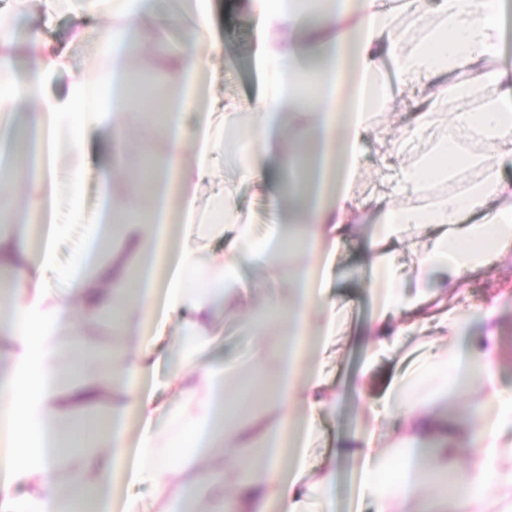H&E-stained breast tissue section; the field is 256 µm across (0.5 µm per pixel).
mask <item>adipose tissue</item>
Masks as SVG:
<instances>
[{
  "label": "adipose tissue",
  "mask_w": 512,
  "mask_h": 512,
  "mask_svg": "<svg viewBox=\"0 0 512 512\" xmlns=\"http://www.w3.org/2000/svg\"><path fill=\"white\" fill-rule=\"evenodd\" d=\"M59 2L0 0V31L21 21L30 30L19 42L0 34V124L14 133L0 199L24 188L7 211L12 232L0 235V512H332L336 460L312 464L307 446L336 394L307 356L323 355L336 333L331 269L351 233L364 141L394 101L384 67L428 93L390 142L392 155L418 151L422 163L396 167L374 200L366 249L379 349L396 348L392 324L416 321L441 278L466 280L512 253V183L498 170L512 160V81L483 66L499 53V0H440L439 23L418 38L399 28L391 0H241L262 76L247 102L205 94L224 51L212 0L174 10L67 0L74 39L105 52L51 91L72 68L40 36ZM157 29L181 46L154 61L165 109L137 144L130 128L147 105L131 65ZM479 98L484 110L471 111ZM99 134L116 151L97 178L104 209L92 214L86 157ZM228 144L239 184L288 189L292 203L268 234L231 192L208 189ZM467 171V192L409 203ZM73 224L86 247L59 291L48 273ZM207 236L223 248L203 247ZM403 244L413 251L405 270L395 263ZM222 305L246 308L239 329L258 340L233 378L217 350ZM112 313L120 346L105 353L86 319ZM495 317L492 307L450 311L445 340L348 443L374 512H424L420 489L442 475L459 487L439 496L440 512H512V391L496 385ZM450 390L482 393L471 421L444 424L430 411ZM103 403L108 412L88 421ZM395 414L412 444L399 457L386 454L382 430ZM141 484L149 494L135 493Z\"/></svg>",
  "instance_id": "adipose-tissue-1"
}]
</instances>
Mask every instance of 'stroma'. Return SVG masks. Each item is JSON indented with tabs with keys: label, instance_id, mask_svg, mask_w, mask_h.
Returning <instances> with one entry per match:
<instances>
[{
	"label": "stroma",
	"instance_id": "1",
	"mask_svg": "<svg viewBox=\"0 0 512 512\" xmlns=\"http://www.w3.org/2000/svg\"><path fill=\"white\" fill-rule=\"evenodd\" d=\"M213 13L215 32L224 42L223 55L212 62L217 76L215 90L226 98H252L260 87V76L252 58L254 19L238 7L236 0H213ZM387 151V143L376 135H369L361 169L352 183L353 197L361 206V222L341 244L336 256L333 278L337 285L333 295L344 312V319L325 357L331 386L345 388L356 376L365 356H373L366 390L375 399L386 393L395 378L409 375L416 369L437 334L432 327L424 331L408 329L394 352L378 356L373 353L368 324L375 301L363 245L377 222L378 212L372 200L385 190L390 175L383 162ZM235 167V159L225 157L216 169V179L223 186L235 189L242 208L252 214L258 232H265L271 220L272 199L270 195L237 185ZM491 303L498 308V375L501 384L512 389V255L496 267L477 271L466 282L449 288L447 295L429 303L426 315L434 320L452 307L473 309ZM370 416L367 404L342 398L335 412L323 417L320 432L308 448L309 455L317 461L334 454L339 457V475L333 491L335 512H372L369 500L360 495L354 463L341 454L346 433L359 429Z\"/></svg>",
	"mask_w": 512,
	"mask_h": 512
}]
</instances>
